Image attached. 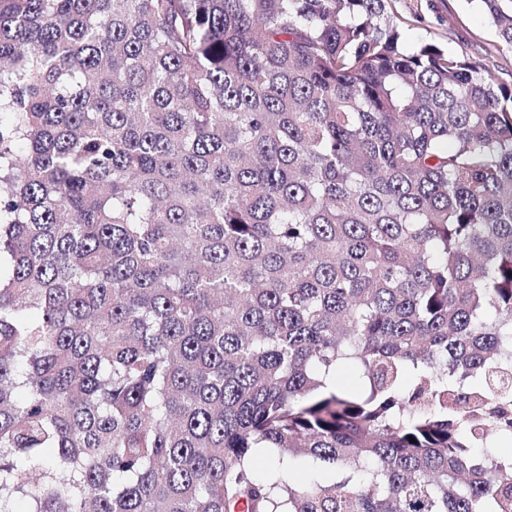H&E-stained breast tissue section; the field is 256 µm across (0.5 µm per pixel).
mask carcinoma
Masks as SVG:
<instances>
[{"instance_id": "carcinoma-1", "label": "carcinoma", "mask_w": 512, "mask_h": 512, "mask_svg": "<svg viewBox=\"0 0 512 512\" xmlns=\"http://www.w3.org/2000/svg\"><path fill=\"white\" fill-rule=\"evenodd\" d=\"M388 5L0 0V512H512V81Z\"/></svg>"}]
</instances>
